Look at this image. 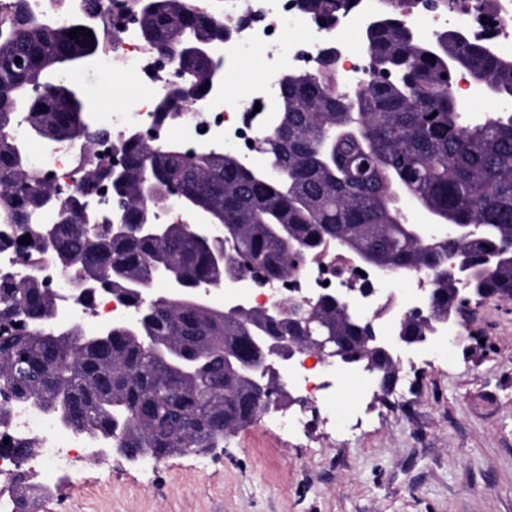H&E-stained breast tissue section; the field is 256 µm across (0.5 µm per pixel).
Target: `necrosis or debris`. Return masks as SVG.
<instances>
[{"label":"necrosis or debris","instance_id":"necrosis-or-debris-1","mask_svg":"<svg viewBox=\"0 0 512 512\" xmlns=\"http://www.w3.org/2000/svg\"><path fill=\"white\" fill-rule=\"evenodd\" d=\"M361 10L347 13L336 23L325 25L300 12L293 0H224V21L231 24L245 19L246 24L235 31L224 47L229 57L239 59L253 52H263L267 61L263 76L246 85L237 99L221 94H210L194 101L190 118L184 124L188 129L181 144L190 150L219 149L236 153L241 164L252 166L255 156L249 142L268 132L277 120L274 110L279 96L278 79L291 69L311 67L320 51L336 46L340 59L336 77L342 91L352 92L363 85L368 74L363 65V52L350 45L348 34H360L372 16L385 10L387 0H362ZM402 20L422 36L429 37L444 29H465L478 18H491L496 34L493 50L501 57L512 58V0H461L454 13L429 8L425 0H402ZM100 25L109 31V44L97 61L98 70L135 81L143 92L125 111L106 113L99 117L100 125L112 132L111 141L89 139L87 147L45 150L32 155L33 165L51 174L63 190H71L78 180V168L85 155L107 161L114 142L147 127H155L158 143L169 140L167 126L155 123L156 90L162 75L156 70V54L143 42L135 25L112 28L110 15H103ZM301 31V38H293V31ZM352 257L336 247L300 267L289 282L274 283L256 288L250 278L237 282L241 296L254 305L287 298L288 287L314 294L324 284H338L350 275ZM66 304L73 315H87L109 321L127 319L132 310L115 294L97 296L93 305H85L73 294H65ZM12 436H32L41 442L39 459L42 473L38 490L50 488L53 477L67 469L71 453L84 450V439L62 434L48 416L29 412L16 416L8 430H0V440Z\"/></svg>","mask_w":512,"mask_h":512}]
</instances>
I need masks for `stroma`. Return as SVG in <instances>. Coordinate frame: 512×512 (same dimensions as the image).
Segmentation results:
<instances>
[{"mask_svg":"<svg viewBox=\"0 0 512 512\" xmlns=\"http://www.w3.org/2000/svg\"><path fill=\"white\" fill-rule=\"evenodd\" d=\"M78 86L94 113L140 93L120 77ZM449 339L399 373L382 403L368 387L336 404L359 421L346 441L322 423L323 396L300 412L307 430L262 415L210 454L132 463L80 457L40 512H512V304L468 311Z\"/></svg>","mask_w":512,"mask_h":512,"instance_id":"1","label":"stroma"}]
</instances>
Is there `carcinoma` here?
I'll use <instances>...</instances> for the list:
<instances>
[{"instance_id": "1", "label": "carcinoma", "mask_w": 512, "mask_h": 512, "mask_svg": "<svg viewBox=\"0 0 512 512\" xmlns=\"http://www.w3.org/2000/svg\"><path fill=\"white\" fill-rule=\"evenodd\" d=\"M80 8L59 23L29 10L27 0H0V249L23 252L30 263L46 253L35 231L57 223L52 255L69 260L70 280L87 282L128 298L137 306L141 288L159 269L174 271L187 295L228 272L256 275V285L289 277L328 245L388 267L432 274L435 316L456 304L457 284L437 271L446 250L460 252L476 271L471 283L495 301H512V112H486L472 120L448 93L459 73L487 81L488 94L512 98V61L498 57L483 35L450 30L421 39L397 9L368 24L363 34L370 61L367 82L341 93L331 51H323L311 74L280 82L278 122L261 136L258 152L267 169L244 167L232 154H179L180 145L148 146L134 136L119 142L125 172L89 161L76 198L62 206L53 185L32 165L27 139L51 148L72 139L108 136L94 127L86 101L72 83L57 79L95 56L101 28L96 19L108 0H78ZM357 0H297V7L331 23ZM144 41L169 57L184 76L185 93L174 102L158 94L156 122L172 124L194 98L207 94L209 63L182 53L187 41L224 43L229 29L222 12L201 0H129ZM81 28L74 38L68 32ZM92 31L93 36L86 35ZM48 90L46 94L37 88ZM235 239L224 268L193 225L171 222L165 242L129 233L115 236L83 219L84 202L103 185L125 200L112 223L144 224L158 210L171 183ZM413 199L440 224H478L473 239L448 244L418 239L410 223L396 219L393 193ZM29 235L30 244L20 242ZM25 332L12 334L14 324ZM54 301L30 271L0 273V390L17 402L34 403L62 429L94 435L135 452L152 448L168 457L183 448H217L224 436L252 424L258 406L237 360L261 364L250 342L262 326L271 336H301L291 320L266 323L258 311L224 316L218 306L200 309L166 295L143 310L139 334L118 326L105 340L85 339L75 322L57 329ZM312 336H332L336 347L366 363L382 360L364 327L344 319L329 298L311 311ZM165 342L160 357L140 337ZM37 447L31 439L0 443L22 461ZM13 512H38L41 497L30 477L11 480Z\"/></svg>"}]
</instances>
